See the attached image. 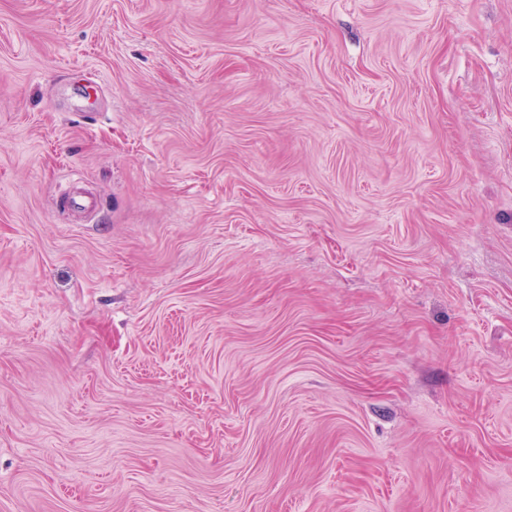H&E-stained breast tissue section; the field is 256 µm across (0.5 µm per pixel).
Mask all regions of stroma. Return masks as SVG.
Here are the masks:
<instances>
[{"label": "stroma", "instance_id": "35a3bbf8", "mask_svg": "<svg viewBox=\"0 0 512 512\" xmlns=\"http://www.w3.org/2000/svg\"><path fill=\"white\" fill-rule=\"evenodd\" d=\"M0 512H512V0H0Z\"/></svg>", "mask_w": 512, "mask_h": 512}]
</instances>
